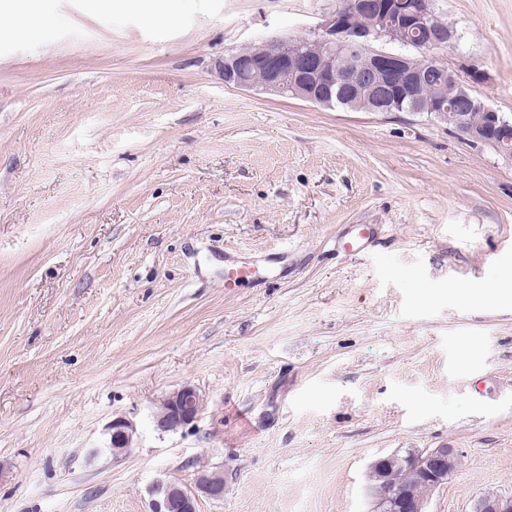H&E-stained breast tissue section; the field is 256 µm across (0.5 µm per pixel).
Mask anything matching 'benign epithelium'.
I'll return each instance as SVG.
<instances>
[{"label":"benign epithelium","instance_id":"7a95c632","mask_svg":"<svg viewBox=\"0 0 512 512\" xmlns=\"http://www.w3.org/2000/svg\"><path fill=\"white\" fill-rule=\"evenodd\" d=\"M386 40L412 47L418 56L376 50L372 42ZM448 24L433 13L429 0L408 9L401 0H340L328 21L312 38L273 39L248 51L224 57L219 69L224 85L239 90L261 89L291 95L305 102L330 106L336 101L370 112L427 111L448 123L467 140L490 143L509 153L512 125L481 98L462 86L456 74L439 64L433 52L452 46ZM480 112L484 121L471 123L468 113ZM165 410L154 415L161 431H175L193 423L203 399L192 385L167 395ZM114 456L130 451L136 424L118 416L107 427ZM459 454L453 448H426L404 455L391 454L371 464L379 481L370 491L371 512H428L429 495L448 483ZM417 471L426 494L417 495L393 483L394 472ZM224 485L220 471L201 474L190 489L173 482L153 487L151 512H197L199 496H217ZM473 512H512V496L487 494Z\"/></svg>","mask_w":512,"mask_h":512}]
</instances>
